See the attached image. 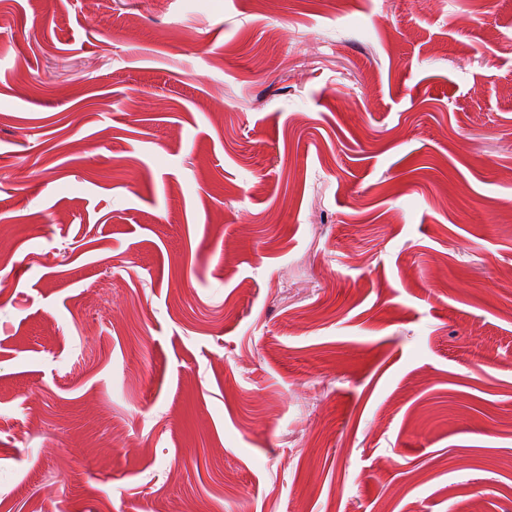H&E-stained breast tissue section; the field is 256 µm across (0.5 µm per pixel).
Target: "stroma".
Here are the masks:
<instances>
[{
	"label": "stroma",
	"mask_w": 512,
	"mask_h": 512,
	"mask_svg": "<svg viewBox=\"0 0 512 512\" xmlns=\"http://www.w3.org/2000/svg\"><path fill=\"white\" fill-rule=\"evenodd\" d=\"M0 512H512V0H0Z\"/></svg>",
	"instance_id": "stroma-1"
}]
</instances>
